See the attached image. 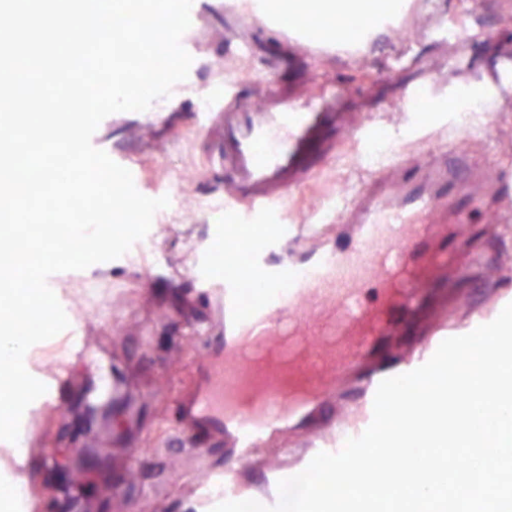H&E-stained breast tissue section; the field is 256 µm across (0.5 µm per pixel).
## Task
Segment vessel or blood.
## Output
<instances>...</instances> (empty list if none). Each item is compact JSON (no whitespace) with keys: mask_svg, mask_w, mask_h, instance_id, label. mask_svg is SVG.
Wrapping results in <instances>:
<instances>
[{"mask_svg":"<svg viewBox=\"0 0 512 512\" xmlns=\"http://www.w3.org/2000/svg\"><path fill=\"white\" fill-rule=\"evenodd\" d=\"M339 93L299 99L266 91L253 106L233 82L224 85V216L209 244L194 249L206 268L215 243L238 272L200 276L220 316L203 327L222 355L206 387L180 406L182 421L216 434L233 462L197 488L198 512L226 501L279 502L280 479L302 472L321 452H340L373 419L379 383L427 362L446 338L492 322L512 303L501 284L503 256L475 253L465 233L469 209L497 188L504 221L512 220V181L472 158L445 161L446 129L435 133L427 161L379 162L365 186L318 224L284 221L289 199L322 171L344 126ZM256 225L267 233L252 240ZM476 269L483 298L449 318L440 296L421 321L420 344L403 342L400 319L412 316L425 290ZM469 275V274H468ZM260 299L244 306L242 284Z\"/></svg>","mask_w":512,"mask_h":512,"instance_id":"obj_1","label":"vessel or blood"}]
</instances>
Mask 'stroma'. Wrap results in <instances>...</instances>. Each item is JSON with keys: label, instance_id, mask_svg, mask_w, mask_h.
Segmentation results:
<instances>
[{"label": "stroma", "instance_id": "35a3bbf8", "mask_svg": "<svg viewBox=\"0 0 512 512\" xmlns=\"http://www.w3.org/2000/svg\"><path fill=\"white\" fill-rule=\"evenodd\" d=\"M193 10L186 36L198 64L179 82L176 97L149 121L121 112L94 134L100 150L139 164L151 197L177 196L185 208L155 213L160 256L132 249L124 260L70 271L53 282L62 306L85 292L97 304L98 315L79 320L78 327L101 370L72 362L60 402L32 408L24 418L31 427L33 512L50 506L55 512H191L196 485L210 467L229 462L223 440L191 425L174 433L169 421L177 405L190 402L206 384L201 366L209 351L188 330L204 313L191 293L196 283L191 249L220 220L213 204L224 185L214 157L223 143L225 78L236 79L243 98L253 102L271 85L305 98L321 86L348 92L349 111L366 115L403 153L420 149L407 137L401 114L408 85L428 80L449 99L477 92L481 102L471 107L470 122L479 129L494 121L496 131L477 139L474 157L512 174V82L498 77L502 62L512 59V0H417L393 26L379 28L362 56L315 62L304 45L280 48L248 0H194ZM434 10L452 21L465 20V47L425 37ZM243 35L258 47L249 62L224 53L227 42ZM207 97L214 115L204 129L199 116ZM366 153L358 137L342 142L318 178L294 194L297 223L320 220L337 193L353 194L370 178ZM151 265L155 276L139 280L140 269ZM103 375L119 377L120 395L100 389ZM73 448L86 454L66 477L62 469L71 467Z\"/></svg>", "mask_w": 512, "mask_h": 512}]
</instances>
